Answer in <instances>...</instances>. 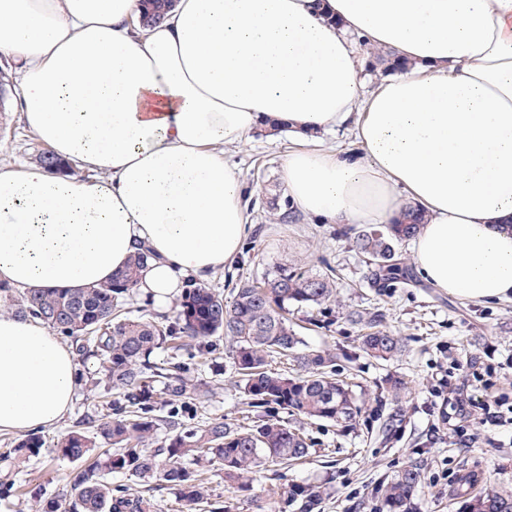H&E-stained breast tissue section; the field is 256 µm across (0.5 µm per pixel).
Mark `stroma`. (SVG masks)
<instances>
[{"mask_svg": "<svg viewBox=\"0 0 512 512\" xmlns=\"http://www.w3.org/2000/svg\"><path fill=\"white\" fill-rule=\"evenodd\" d=\"M0 165L30 163L41 141L25 127L17 96L14 63L0 60ZM294 144L288 132H255L243 147L226 149L238 165L251 230L235 261L206 284L231 291L240 279L259 277L275 265L302 266L315 272L333 268L339 279L334 301L321 306V327L308 325L306 310L292 319L311 349L336 352V372L354 382L362 414L349 427L310 421L272 405L271 418L300 427L311 442L307 458L288 468L266 467L247 485L228 482L220 464H206L211 499L224 512H299L288 498L297 484L320 493L319 512H380L384 486L412 461H420L421 481L412 512H467L468 498L457 493L460 475L472 474L478 486L512 495V427L487 428L479 410L452 414L457 396L485 394L512 399V302H474L435 288L423 278L410 285L372 286L366 260L353 246L356 226L324 224L292 212L283 161ZM378 316L382 329L399 336L400 352L383 361L359 348L362 327L354 315ZM218 369L192 361L189 378L208 388L209 396L192 403L184 417L189 425L214 418L242 423L248 404L232 369L235 342L218 341ZM404 378L409 391L401 408V433L387 439L383 405L385 378ZM101 389L78 387L74 405L55 426L42 429L46 444L38 456L12 461L9 452L18 435L0 433V479H13L16 490L0 498V512H42L48 501H64L70 479L83 464L58 456L53 443L90 415L106 408ZM112 484L149 492L156 512H186L175 490L154 479L123 473Z\"/></svg>", "mask_w": 512, "mask_h": 512, "instance_id": "obj_1", "label": "stroma"}]
</instances>
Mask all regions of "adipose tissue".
Returning a JSON list of instances; mask_svg holds the SVG:
<instances>
[{"label": "adipose tissue", "instance_id": "adipose-tissue-1", "mask_svg": "<svg viewBox=\"0 0 512 512\" xmlns=\"http://www.w3.org/2000/svg\"><path fill=\"white\" fill-rule=\"evenodd\" d=\"M141 0H0V58L20 65L26 128L82 180L0 167V283L108 282L140 248L138 296L160 303L233 262L249 226L224 156L260 128L302 142L293 209L330 224L425 225L421 276L512 301V0H176L141 33ZM408 61L363 92L353 37ZM353 124L359 153L315 136ZM72 350L40 320L0 314V432L57 423Z\"/></svg>", "mask_w": 512, "mask_h": 512}]
</instances>
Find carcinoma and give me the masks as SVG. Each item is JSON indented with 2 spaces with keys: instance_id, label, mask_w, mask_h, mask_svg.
Masks as SVG:
<instances>
[{
  "instance_id": "cac0c4a2",
  "label": "carcinoma",
  "mask_w": 512,
  "mask_h": 512,
  "mask_svg": "<svg viewBox=\"0 0 512 512\" xmlns=\"http://www.w3.org/2000/svg\"><path fill=\"white\" fill-rule=\"evenodd\" d=\"M368 53L385 73L407 71V65L388 52L370 48ZM423 223L424 216L409 206L402 221L359 231L355 245L369 261L374 284L383 287L411 281L397 248L415 237ZM150 259L148 251L138 252L109 282L85 290L17 294L0 284L7 309L41 320L57 335L70 339L78 355L99 358L105 364L104 391L110 397L111 413L99 420L88 419L90 424L97 423L96 435L75 429L56 443L57 453L72 460L85 459L98 450V436L108 444L97 460L69 482L68 512H154L151 497L112 485L106 478L109 473L157 478L193 507L205 495L202 475L196 469L203 461L222 463L224 477L239 481L260 466L288 465L308 455L307 437L274 419H258L248 427H235L220 418L193 427L181 421L177 407L187 393L189 373L182 352H188V360L207 355L211 339L224 334L236 342L232 364L250 407L276 404L307 419L342 427L362 411L352 385L333 372L334 354L299 351L303 340L288 320L291 306L313 308L333 298L336 283L329 274L275 266L259 280L239 282L230 302L224 301L221 289L190 281L177 302L174 319L131 316L126 301ZM367 323L362 350L382 360L395 356L400 340L379 329L376 318L369 317ZM157 349L171 352L160 365L150 361ZM275 357L293 358L297 373L267 370L268 359ZM386 390L396 405L384 423V433L391 440L403 424L398 405L406 382L391 377ZM161 401L170 406L165 416L156 414ZM162 428L167 434L159 442L157 432ZM42 446L41 437L29 434L18 441L13 453L25 459L39 454ZM419 484L420 467L414 462L386 485L385 512H409ZM289 495L299 503V512H315L319 505V491L312 487L295 485ZM471 512H512V495L487 490L474 499Z\"/></svg>"
}]
</instances>
